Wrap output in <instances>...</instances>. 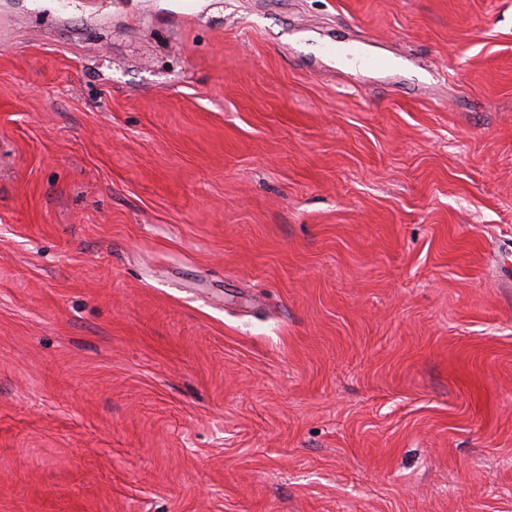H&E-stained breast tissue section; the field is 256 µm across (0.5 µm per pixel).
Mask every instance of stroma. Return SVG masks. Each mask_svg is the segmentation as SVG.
<instances>
[{
  "label": "stroma",
  "instance_id": "obj_1",
  "mask_svg": "<svg viewBox=\"0 0 512 512\" xmlns=\"http://www.w3.org/2000/svg\"><path fill=\"white\" fill-rule=\"evenodd\" d=\"M0 512H512V0H0Z\"/></svg>",
  "mask_w": 512,
  "mask_h": 512
}]
</instances>
